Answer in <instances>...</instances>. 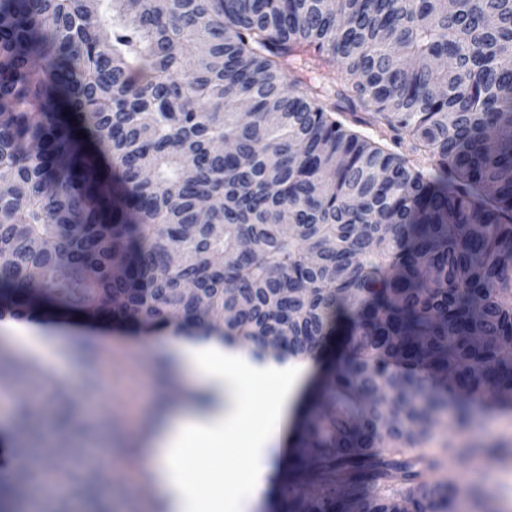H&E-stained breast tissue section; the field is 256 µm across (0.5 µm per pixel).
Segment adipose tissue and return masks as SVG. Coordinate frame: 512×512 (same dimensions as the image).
<instances>
[{
  "label": "adipose tissue",
  "mask_w": 512,
  "mask_h": 512,
  "mask_svg": "<svg viewBox=\"0 0 512 512\" xmlns=\"http://www.w3.org/2000/svg\"><path fill=\"white\" fill-rule=\"evenodd\" d=\"M175 357L194 370L206 387L211 404L171 417L141 461L168 512H253L275 469L288 419L313 369L312 361L259 363L247 352L213 339L173 337ZM271 385L275 395L262 416L263 425L249 435L240 427L253 414L242 397L243 386ZM201 443L207 453L222 446L241 449L244 467L236 493L221 500L210 497L178 461L190 443Z\"/></svg>",
  "instance_id": "adipose-tissue-1"
}]
</instances>
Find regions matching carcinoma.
I'll return each mask as SVG.
<instances>
[{"mask_svg": "<svg viewBox=\"0 0 512 512\" xmlns=\"http://www.w3.org/2000/svg\"><path fill=\"white\" fill-rule=\"evenodd\" d=\"M71 315L338 339L270 512H456L406 449L512 406V0H0V317Z\"/></svg>", "mask_w": 512, "mask_h": 512, "instance_id": "cac0c4a2", "label": "carcinoma"}]
</instances>
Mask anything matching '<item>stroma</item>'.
<instances>
[{"label": "stroma", "mask_w": 512, "mask_h": 512, "mask_svg": "<svg viewBox=\"0 0 512 512\" xmlns=\"http://www.w3.org/2000/svg\"><path fill=\"white\" fill-rule=\"evenodd\" d=\"M39 327L62 355L60 370L45 379L8 376L0 385V429L12 427L16 408L31 397L40 452L50 454L64 442L75 453L55 457L43 475L18 488L12 512H167L142 471L139 454L164 419L197 408V401L182 398V391L200 389L191 371L169 355L167 331L147 336L124 326L69 319L43 320ZM80 344L93 347L91 362L77 353ZM60 390L73 399L64 423L50 399ZM467 415L462 429L441 417L423 451L439 457L445 473L466 485L460 512H512V466L487 468L457 455L461 448L511 453L512 410L489 411L473 403ZM187 465L200 480L222 479L224 490L232 491L235 449H224L218 457L195 454Z\"/></svg>", "instance_id": "stroma-1"}]
</instances>
